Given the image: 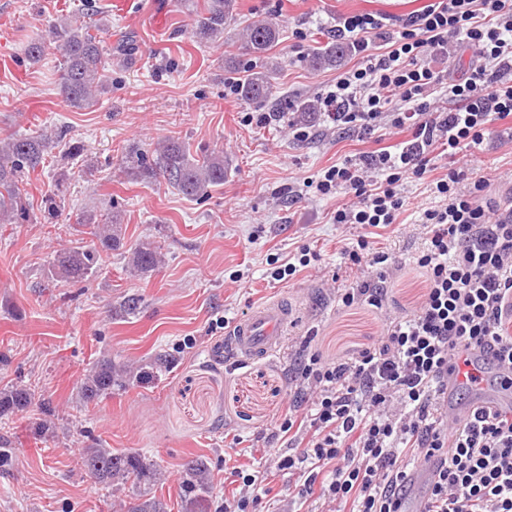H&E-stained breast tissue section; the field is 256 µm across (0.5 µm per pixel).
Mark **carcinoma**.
Here are the masks:
<instances>
[{"instance_id": "cac0c4a2", "label": "carcinoma", "mask_w": 512, "mask_h": 512, "mask_svg": "<svg viewBox=\"0 0 512 512\" xmlns=\"http://www.w3.org/2000/svg\"><path fill=\"white\" fill-rule=\"evenodd\" d=\"M236 0H205L204 10L197 13L191 31L197 42L215 41L224 35L236 16ZM49 37L57 43L62 54L60 94L73 108L84 109L95 105L96 94L106 84L107 51L91 33V29L73 17L56 19L48 26ZM279 29L266 21L247 26L240 34L242 54L265 59L260 67H243L237 57L225 60L224 66L237 75L236 91L247 103H266L273 95L272 79L282 70L283 62L271 60L269 51L279 40ZM350 52L347 42H323L308 54L313 70H324L341 65ZM278 112H294L304 121H312L322 112L317 100L292 101L286 98L276 103ZM51 141L48 132L37 135L0 140V223L22 224L30 217L32 203L25 185V176L43 169L45 153ZM128 173L145 183L164 180L187 197L200 199L211 188L224 183L228 160L222 151H211L200 156L190 153L185 143L169 138L159 149L156 159L150 161L143 154L131 150L126 155ZM96 243L91 246H69L56 252L51 277L72 283H81L97 272L102 254L124 247L122 224L112 214H102L89 222ZM130 263L136 271H149L159 263L156 249L137 244L130 247ZM136 378L134 372L103 355L85 370L78 382V392L85 404H96L124 388ZM31 409L39 411L43 419L33 423L39 434L51 428V401L44 393L25 384L0 388V419L23 414ZM84 466L92 479L107 487L129 485L136 489L127 512H168L167 502L152 494V487L160 479L156 464L140 453L114 451L99 445L79 448ZM183 512H207L211 486L207 463L192 461L185 473Z\"/></svg>"}]
</instances>
